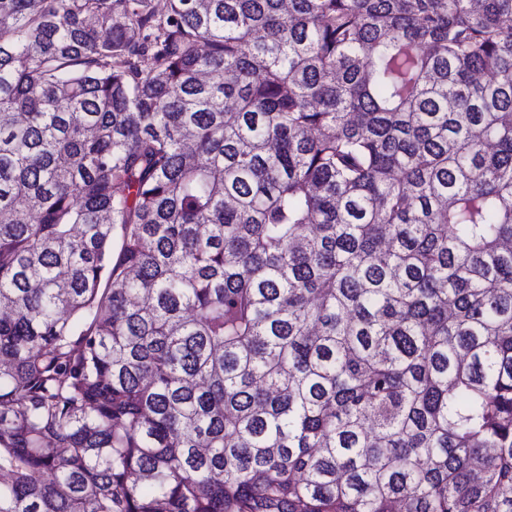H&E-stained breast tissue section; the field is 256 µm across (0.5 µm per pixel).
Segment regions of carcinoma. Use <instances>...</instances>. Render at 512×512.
<instances>
[{
  "label": "carcinoma",
  "mask_w": 512,
  "mask_h": 512,
  "mask_svg": "<svg viewBox=\"0 0 512 512\" xmlns=\"http://www.w3.org/2000/svg\"><path fill=\"white\" fill-rule=\"evenodd\" d=\"M0 512H512V0H0Z\"/></svg>",
  "instance_id": "cac0c4a2"
}]
</instances>
